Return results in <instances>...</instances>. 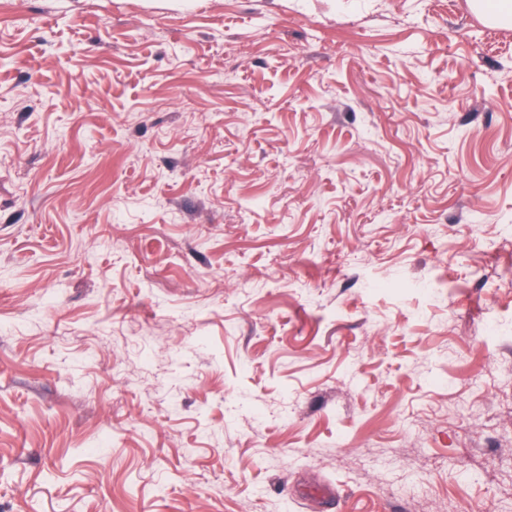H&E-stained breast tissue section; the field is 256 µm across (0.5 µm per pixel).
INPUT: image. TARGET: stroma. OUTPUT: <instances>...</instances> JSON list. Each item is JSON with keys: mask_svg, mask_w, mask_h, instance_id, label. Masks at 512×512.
Here are the masks:
<instances>
[{"mask_svg": "<svg viewBox=\"0 0 512 512\" xmlns=\"http://www.w3.org/2000/svg\"><path fill=\"white\" fill-rule=\"evenodd\" d=\"M508 238L468 0H0V512H512Z\"/></svg>", "mask_w": 512, "mask_h": 512, "instance_id": "1", "label": "stroma"}]
</instances>
